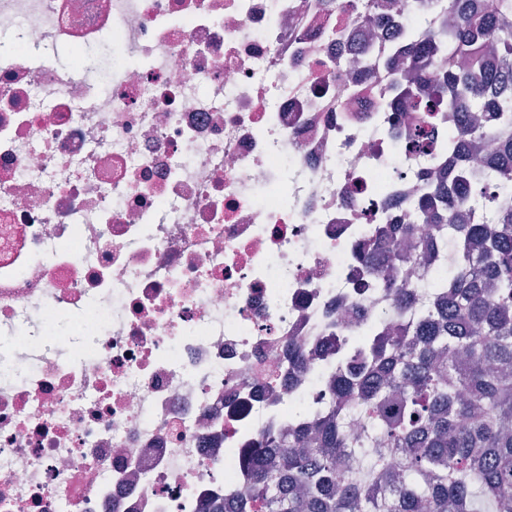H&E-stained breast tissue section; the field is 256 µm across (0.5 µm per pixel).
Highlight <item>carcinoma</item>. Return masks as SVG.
<instances>
[{"mask_svg":"<svg viewBox=\"0 0 512 512\" xmlns=\"http://www.w3.org/2000/svg\"><path fill=\"white\" fill-rule=\"evenodd\" d=\"M451 25L427 40L383 47L387 68L414 62L397 102L413 111L471 113L448 134L447 173L424 189L426 221L448 260L440 301L427 304L372 269L407 322L364 337L326 414L288 439L244 451L247 494L233 512H512V0L484 12L447 0ZM489 197L468 187L478 141ZM366 430H348L352 412ZM342 470L352 476L340 481Z\"/></svg>","mask_w":512,"mask_h":512,"instance_id":"obj_1","label":"carcinoma"}]
</instances>
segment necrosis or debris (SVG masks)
Here are the masks:
<instances>
[{"label":"necrosis or debris","mask_w":512,"mask_h":512,"mask_svg":"<svg viewBox=\"0 0 512 512\" xmlns=\"http://www.w3.org/2000/svg\"><path fill=\"white\" fill-rule=\"evenodd\" d=\"M386 2L0 0V512H228L242 449L399 332L362 256L460 116L409 139L374 49L447 13ZM446 269L400 281L434 303Z\"/></svg>","instance_id":"obj_1"}]
</instances>
